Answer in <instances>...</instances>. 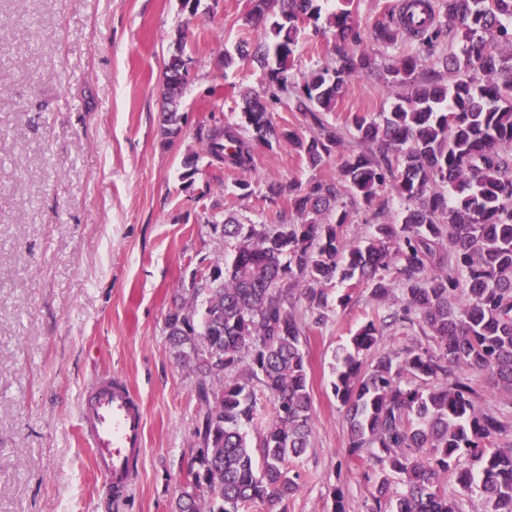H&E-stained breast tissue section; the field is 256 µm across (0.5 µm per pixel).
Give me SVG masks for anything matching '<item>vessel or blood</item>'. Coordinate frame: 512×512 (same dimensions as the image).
Segmentation results:
<instances>
[{
  "instance_id": "vessel-or-blood-1",
  "label": "vessel or blood",
  "mask_w": 512,
  "mask_h": 512,
  "mask_svg": "<svg viewBox=\"0 0 512 512\" xmlns=\"http://www.w3.org/2000/svg\"><path fill=\"white\" fill-rule=\"evenodd\" d=\"M79 430L93 450L94 466L105 479L113 507L124 505L132 465L145 446L140 398L118 377L97 378L79 416Z\"/></svg>"
}]
</instances>
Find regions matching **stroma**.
Instances as JSON below:
<instances>
[{"label":"stroma","mask_w":512,"mask_h":512,"mask_svg":"<svg viewBox=\"0 0 512 512\" xmlns=\"http://www.w3.org/2000/svg\"><path fill=\"white\" fill-rule=\"evenodd\" d=\"M250 0H0V512H111L79 413L93 381L123 378L140 396L146 444L123 512H170L190 462L195 377L177 361L165 317L179 282L200 262L230 256L213 224H276L287 197L273 182L307 185L339 174L331 157L310 169L288 144L255 145L254 193L212 165L199 130L237 122L246 90L266 79L250 60L225 67L257 33ZM186 28L188 85L180 131L161 134L164 62ZM377 75L354 80L327 119L388 111ZM198 158L193 183L183 161ZM323 325L298 314L314 423L287 468L298 489L250 512H370L374 472L351 461L346 410L331 382L356 330L379 311L365 287H327ZM350 294L347 306L336 303Z\"/></svg>","instance_id":"stroma-1"}]
</instances>
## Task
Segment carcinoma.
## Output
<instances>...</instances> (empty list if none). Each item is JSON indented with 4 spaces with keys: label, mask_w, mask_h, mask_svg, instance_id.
Masks as SVG:
<instances>
[{
    "label": "carcinoma",
    "mask_w": 512,
    "mask_h": 512,
    "mask_svg": "<svg viewBox=\"0 0 512 512\" xmlns=\"http://www.w3.org/2000/svg\"><path fill=\"white\" fill-rule=\"evenodd\" d=\"M338 2L321 25L320 0H251L246 24L257 38L240 55L267 70L268 87L246 92L241 122L204 134L212 159L249 172L253 144L278 138L265 99H285L313 128L307 138L286 133L308 166L333 154L343 162L334 180L268 186L271 202L288 195L292 222L212 225L233 241L231 260L180 282L183 302L165 330L195 375L200 411L172 512H249L298 489L286 462L306 452L313 410L295 307L304 301L314 324L324 323V286L336 281L369 288L379 303L403 294L401 308L352 336L332 381L349 418L350 457L377 468L375 508L461 512L445 490L452 474L485 512H512V421L481 412L472 382L455 374L484 372L512 400V0H405L385 7L369 44L354 0ZM276 4L283 22L268 27ZM304 25L334 38L336 58L298 80ZM184 39L178 33L164 61L167 137L178 132L177 98L188 83L177 78L188 64ZM377 48L393 51L387 63L378 64ZM374 72L395 102L379 120L347 118L356 149L325 115L353 80ZM388 186L402 205L396 221L347 239L351 212L385 213L379 191ZM415 322L435 349L377 351L380 326ZM258 386L272 403L259 468L247 441Z\"/></svg>",
    "instance_id": "obj_1"
}]
</instances>
